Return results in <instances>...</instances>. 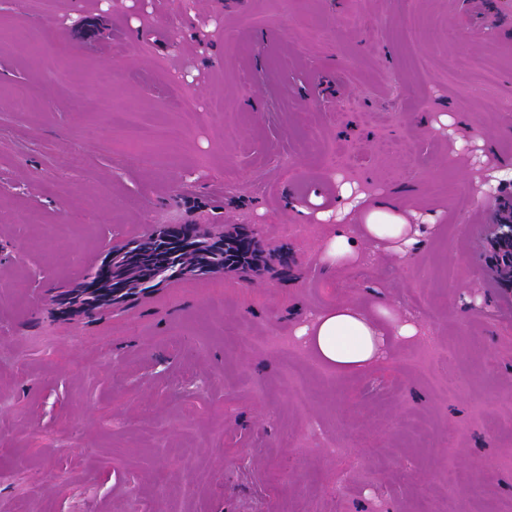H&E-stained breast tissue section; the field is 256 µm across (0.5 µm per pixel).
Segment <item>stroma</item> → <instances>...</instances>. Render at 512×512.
Listing matches in <instances>:
<instances>
[{
	"label": "stroma",
	"mask_w": 512,
	"mask_h": 512,
	"mask_svg": "<svg viewBox=\"0 0 512 512\" xmlns=\"http://www.w3.org/2000/svg\"><path fill=\"white\" fill-rule=\"evenodd\" d=\"M455 134L512 162V0H0V512H512V281ZM339 174L437 231L325 269L334 225L287 204ZM186 224L257 233L275 278L54 313L107 247ZM343 299L418 340L336 376L293 332Z\"/></svg>",
	"instance_id": "obj_1"
}]
</instances>
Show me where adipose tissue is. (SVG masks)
Masks as SVG:
<instances>
[{"instance_id":"1","label":"adipose tissue","mask_w":512,"mask_h":512,"mask_svg":"<svg viewBox=\"0 0 512 512\" xmlns=\"http://www.w3.org/2000/svg\"><path fill=\"white\" fill-rule=\"evenodd\" d=\"M335 183L334 202L318 194L311 196L308 206L296 209L300 218L335 225L320 255L326 269L357 264L362 242L382 253L407 256L419 237L435 228L434 213L409 207L390 195L369 193L341 176ZM419 334L417 321L397 315L391 306L381 302L366 306L355 300L331 305L295 330L309 355L340 376L365 375Z\"/></svg>"}]
</instances>
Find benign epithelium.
Returning <instances> with one entry per match:
<instances>
[{
    "mask_svg": "<svg viewBox=\"0 0 512 512\" xmlns=\"http://www.w3.org/2000/svg\"><path fill=\"white\" fill-rule=\"evenodd\" d=\"M174 230L160 228L146 242L132 241L120 248L108 250L99 266L90 270L84 279L70 290L53 296L52 302L66 312L92 313L100 309L117 310L134 293L152 295L169 283L151 275L143 265L147 258H154L167 249ZM190 239L204 245L216 244L235 255V262L199 267L198 260L188 255L177 265V278L188 276H251L272 278L275 268L259 267L252 253L240 248V237L232 224H195L184 230ZM485 236L491 249L490 267L502 279L512 278V260L504 265L499 257V246L512 241V204L499 211L497 218L486 225Z\"/></svg>",
    "mask_w": 512,
    "mask_h": 512,
    "instance_id": "1",
    "label": "benign epithelium"
}]
</instances>
